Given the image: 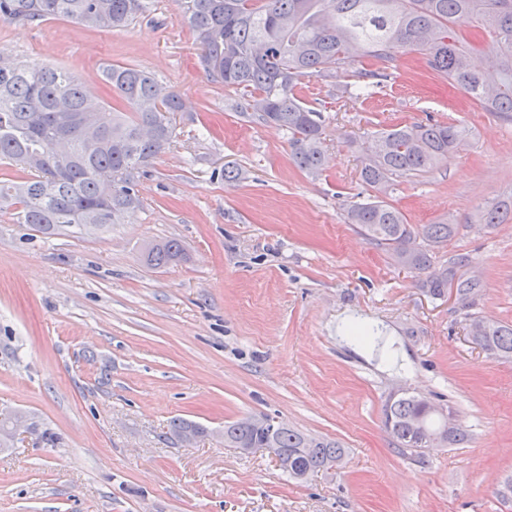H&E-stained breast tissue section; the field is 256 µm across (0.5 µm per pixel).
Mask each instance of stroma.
<instances>
[{
  "instance_id": "obj_1",
  "label": "stroma",
  "mask_w": 512,
  "mask_h": 512,
  "mask_svg": "<svg viewBox=\"0 0 512 512\" xmlns=\"http://www.w3.org/2000/svg\"><path fill=\"white\" fill-rule=\"evenodd\" d=\"M0 51L70 71L107 113L112 63L184 102L173 146L134 175L142 207L121 223L45 236L0 210V410L57 437L26 433L0 451V512H512L495 493L512 478V360L474 345L456 299L423 294L345 212L364 199L373 131L466 126L465 147L386 199L410 224H458L441 259L466 257L483 285L475 312L512 324V223L476 226L482 207L512 200V121L418 60L363 87V58L346 87L315 79L299 92L325 118L314 179L285 131L232 109L237 93L204 71L177 0L110 32L0 23ZM169 238L184 258L152 267L145 247ZM398 387L449 404L469 443L402 455L382 424ZM246 415L339 441L342 469L295 482L268 450L221 444ZM175 417L206 434L190 448L167 440Z\"/></svg>"
}]
</instances>
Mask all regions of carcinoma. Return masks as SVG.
I'll list each match as a JSON object with an SVG mask.
<instances>
[{
  "mask_svg": "<svg viewBox=\"0 0 512 512\" xmlns=\"http://www.w3.org/2000/svg\"><path fill=\"white\" fill-rule=\"evenodd\" d=\"M149 0H0V21L68 20L99 31L126 27L147 10ZM181 18L196 36L205 72L227 89L243 91L233 108L288 133L295 165L315 177L323 171L324 120L298 90L314 78H338L360 57L378 69L362 75L384 80L415 54L473 103L512 119V0H179ZM103 80L118 102L112 123L98 121L101 104L89 99L78 80L61 69L15 67L0 52V161L22 175L0 181V203L16 210L20 224L45 235L72 227L104 228L139 206L134 172L169 148L180 96L144 70L109 65ZM468 130L444 122L395 126L367 137L361 180L375 194L346 209L370 243L402 263L411 238L424 247L409 259L421 290L434 299L457 280V302L471 316L481 282L455 278L465 258L437 260L458 225L408 224L380 194L399 179L432 173ZM486 231L512 220V200L484 208ZM176 239L153 243L149 265L182 259ZM473 344L496 358L512 359V325L482 321L469 332ZM383 426L396 447L423 457L420 429L439 421L427 398L415 393L389 399ZM205 428L185 419L170 422L168 434L201 435ZM234 448H267L293 459L302 479L345 455L332 439L278 425L267 434L242 421L224 425Z\"/></svg>",
  "mask_w": 512,
  "mask_h": 512,
  "instance_id": "obj_1",
  "label": "carcinoma"
}]
</instances>
